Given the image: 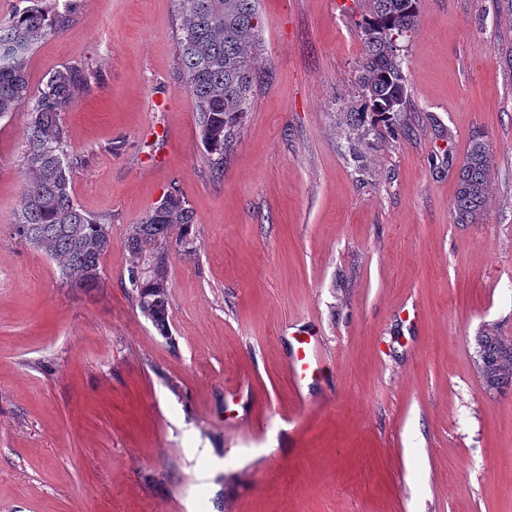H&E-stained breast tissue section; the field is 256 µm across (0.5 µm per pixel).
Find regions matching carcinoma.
<instances>
[{"label":"carcinoma","instance_id":"carcinoma-1","mask_svg":"<svg viewBox=\"0 0 512 512\" xmlns=\"http://www.w3.org/2000/svg\"><path fill=\"white\" fill-rule=\"evenodd\" d=\"M9 21L0 23V118L29 109L27 169L14 234L58 264L62 280L72 288L91 290L102 282L101 259L111 244L109 223L74 203L67 153L68 131L61 112L79 92H89L99 75L84 64L51 72L35 97L29 95V54L60 34L72 21L73 0H22ZM180 19L177 54L185 88L198 115L205 159L213 171L239 141L251 110L256 65L261 58L263 21L259 0H175ZM421 0H368L358 28L359 61L355 104L343 113L350 134L392 139L412 135L406 119L409 79L405 56L396 43L419 25ZM491 151L482 132L471 135L463 164L455 172L452 208L458 224H477L490 198ZM194 213L183 194L169 193L126 231L130 255L128 281L136 306L164 337L170 332L169 296L172 245L190 251L189 228ZM180 234L170 241V231ZM503 338L484 333L476 345L488 357L492 374L502 353Z\"/></svg>","mask_w":512,"mask_h":512}]
</instances>
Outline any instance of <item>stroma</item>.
I'll return each mask as SVG.
<instances>
[{"mask_svg":"<svg viewBox=\"0 0 512 512\" xmlns=\"http://www.w3.org/2000/svg\"><path fill=\"white\" fill-rule=\"evenodd\" d=\"M253 107L208 167L174 0H77L31 89L85 63L62 114L75 202L109 220L99 288L13 233L26 110L0 119V512H512V389L473 338L512 336V0H422L404 43L414 133L350 138L361 0H259ZM491 200L455 223L474 131ZM361 159H354V152ZM171 339L131 299L126 228L168 192ZM306 331L326 352L295 395Z\"/></svg>","mask_w":512,"mask_h":512,"instance_id":"35a3bbf8","label":"stroma"}]
</instances>
